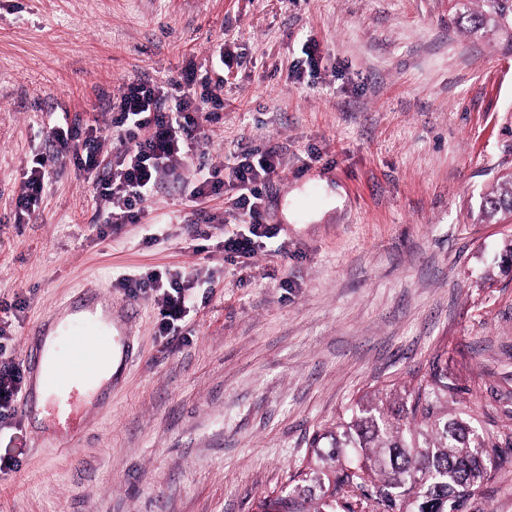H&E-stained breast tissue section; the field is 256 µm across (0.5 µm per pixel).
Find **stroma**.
<instances>
[{"instance_id":"stroma-1","label":"stroma","mask_w":512,"mask_h":512,"mask_svg":"<svg viewBox=\"0 0 512 512\" xmlns=\"http://www.w3.org/2000/svg\"><path fill=\"white\" fill-rule=\"evenodd\" d=\"M315 40L317 77L303 73ZM243 64L224 80L207 158L285 147L264 191L276 229L256 257L227 259L243 231L224 197L187 202L190 164L158 179L139 223L100 226L49 120L111 123L130 79ZM52 179L16 223L23 173ZM512 172V53L448 22V0H0V304L20 303L8 348L84 289L133 301V363L59 448L53 427H0V512H256L363 392L442 356L484 427L512 433V224H477L483 193ZM154 271L193 287L186 340L158 336L159 299L121 278ZM468 512H512L505 457Z\"/></svg>"}]
</instances>
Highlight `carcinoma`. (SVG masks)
Listing matches in <instances>:
<instances>
[{"instance_id": "obj_1", "label": "carcinoma", "mask_w": 512, "mask_h": 512, "mask_svg": "<svg viewBox=\"0 0 512 512\" xmlns=\"http://www.w3.org/2000/svg\"><path fill=\"white\" fill-rule=\"evenodd\" d=\"M448 22L512 51V0H449ZM481 222L512 220V174L484 194ZM464 388L436 355L425 371L362 394L315 432L284 495L258 512H467L497 459L512 453L458 407Z\"/></svg>"}]
</instances>
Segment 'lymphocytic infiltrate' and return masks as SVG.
Returning <instances> with one entry per match:
<instances>
[{
	"mask_svg": "<svg viewBox=\"0 0 512 512\" xmlns=\"http://www.w3.org/2000/svg\"><path fill=\"white\" fill-rule=\"evenodd\" d=\"M223 84V77L201 74L192 67L185 68L180 79L166 86L147 76L128 81L120 94L108 101L113 113L112 131L122 151L119 161L107 172L99 168L101 135L98 131L52 123L46 136L56 152L72 155L75 167L91 182L95 196L110 201L112 223H134L149 207L159 170L190 158L199 150L205 138L204 121L217 119L224 107V100L217 93ZM279 157L280 150L275 146L242 148L240 160L233 169L236 193L230 203L240 210L249 231L225 238L226 257L251 258L259 240L271 237V228L264 222V199L259 186L276 175ZM48 162L46 155L34 156L17 198V219L35 213L45 189ZM120 284L133 294L148 290L160 292L163 302L157 317L159 334L170 343L182 341L188 286L181 277L153 273L139 278L126 277ZM7 337L5 324L0 323L1 424L13 418L24 387L21 364L5 356Z\"/></svg>",
	"mask_w": 512,
	"mask_h": 512,
	"instance_id": "1",
	"label": "lymphocytic infiltrate"
}]
</instances>
